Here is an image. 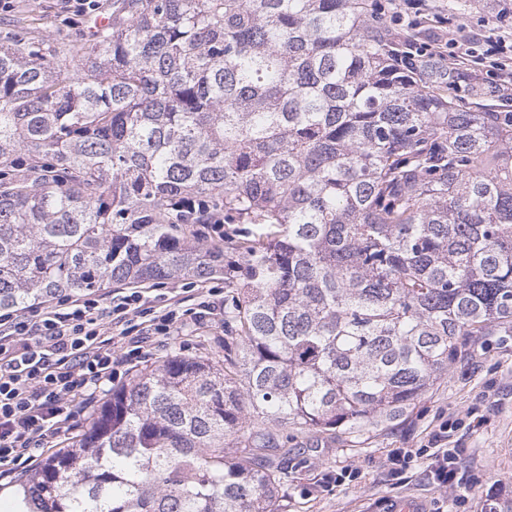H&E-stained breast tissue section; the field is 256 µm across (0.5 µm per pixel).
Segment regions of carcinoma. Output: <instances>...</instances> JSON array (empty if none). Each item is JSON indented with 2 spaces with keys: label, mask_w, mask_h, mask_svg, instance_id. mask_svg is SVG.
Instances as JSON below:
<instances>
[{
  "label": "carcinoma",
  "mask_w": 512,
  "mask_h": 512,
  "mask_svg": "<svg viewBox=\"0 0 512 512\" xmlns=\"http://www.w3.org/2000/svg\"><path fill=\"white\" fill-rule=\"evenodd\" d=\"M214 214L259 226L237 263L183 228ZM216 276L236 348L112 388L20 512H279L281 430L402 415L512 324V112L420 84L366 0H112L66 54L0 44V310Z\"/></svg>",
  "instance_id": "obj_1"
}]
</instances>
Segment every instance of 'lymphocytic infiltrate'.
Listing matches in <instances>:
<instances>
[{
  "mask_svg": "<svg viewBox=\"0 0 512 512\" xmlns=\"http://www.w3.org/2000/svg\"><path fill=\"white\" fill-rule=\"evenodd\" d=\"M179 296L152 305L139 288L118 290L109 306L97 295L0 312V477L34 460L95 407L113 378L135 368L150 344L169 338L180 320ZM457 424H440L428 445L397 448L386 464L399 474L425 464L438 487L466 501L456 480L459 456L449 442Z\"/></svg>",
  "mask_w": 512,
  "mask_h": 512,
  "instance_id": "f902f5d3",
  "label": "lymphocytic infiltrate"
}]
</instances>
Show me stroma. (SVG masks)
Returning <instances> with one entry per match:
<instances>
[{
	"mask_svg": "<svg viewBox=\"0 0 512 512\" xmlns=\"http://www.w3.org/2000/svg\"><path fill=\"white\" fill-rule=\"evenodd\" d=\"M430 4L401 23L394 22L391 11L381 12L390 37L399 41L408 35L419 45L460 23L467 34L480 38L488 20L501 9L512 10V0ZM64 6V0H13L12 10L0 11V42H9L19 31L48 46L90 41L93 16L69 22ZM227 338L222 316L201 325L190 322L165 346L153 349L148 360L156 362L176 350L189 356L220 352ZM451 417L463 420L451 442L461 457L457 477L470 489L463 502L433 484L420 466L396 479L384 464L393 449L427 444L432 431ZM350 464L361 470V480L313 491L315 478ZM288 470V482L278 493L280 512H386L384 501L398 498L421 500L424 512H485L490 497L512 498V329L479 337L400 419L358 438L305 434L289 441Z\"/></svg>",
	"mask_w": 512,
	"mask_h": 512,
	"instance_id": "35a3bbf8",
	"label": "stroma"
}]
</instances>
